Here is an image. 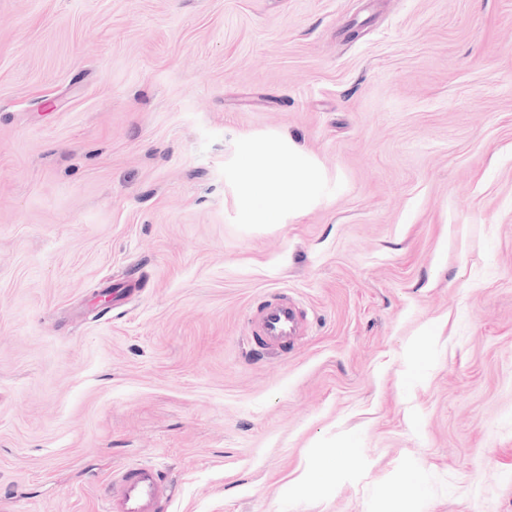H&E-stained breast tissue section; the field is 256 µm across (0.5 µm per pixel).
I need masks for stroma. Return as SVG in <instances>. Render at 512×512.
Wrapping results in <instances>:
<instances>
[{
    "instance_id": "1",
    "label": "stroma",
    "mask_w": 512,
    "mask_h": 512,
    "mask_svg": "<svg viewBox=\"0 0 512 512\" xmlns=\"http://www.w3.org/2000/svg\"><path fill=\"white\" fill-rule=\"evenodd\" d=\"M245 135L321 202L239 223ZM143 461L164 512H512V0H0V512ZM253 333L268 348L290 343L302 327V319L295 304L279 298L258 309L251 317Z\"/></svg>"
}]
</instances>
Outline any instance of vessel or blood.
<instances>
[{"label":"vessel or blood","mask_w":512,"mask_h":512,"mask_svg":"<svg viewBox=\"0 0 512 512\" xmlns=\"http://www.w3.org/2000/svg\"><path fill=\"white\" fill-rule=\"evenodd\" d=\"M253 332L268 348L292 342L302 327L295 304L285 298L276 299L258 309L251 317ZM167 494L159 470L140 463L119 470L110 491L112 512H159Z\"/></svg>","instance_id":"1"}]
</instances>
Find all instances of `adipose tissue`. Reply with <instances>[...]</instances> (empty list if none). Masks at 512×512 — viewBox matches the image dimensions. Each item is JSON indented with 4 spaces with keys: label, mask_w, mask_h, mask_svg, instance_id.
I'll return each instance as SVG.
<instances>
[{
    "label": "adipose tissue",
    "mask_w": 512,
    "mask_h": 512,
    "mask_svg": "<svg viewBox=\"0 0 512 512\" xmlns=\"http://www.w3.org/2000/svg\"><path fill=\"white\" fill-rule=\"evenodd\" d=\"M233 169L243 224H283L307 213L321 197L322 168L291 139L243 137Z\"/></svg>",
    "instance_id": "1"
}]
</instances>
